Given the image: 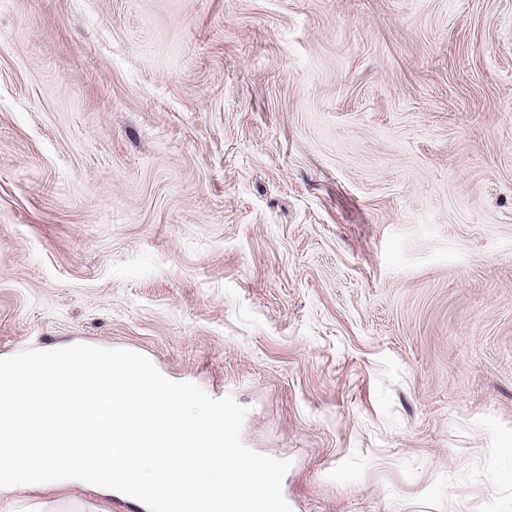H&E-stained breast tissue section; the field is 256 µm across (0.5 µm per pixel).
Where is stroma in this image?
Masks as SVG:
<instances>
[{"mask_svg":"<svg viewBox=\"0 0 512 512\" xmlns=\"http://www.w3.org/2000/svg\"><path fill=\"white\" fill-rule=\"evenodd\" d=\"M58 344L233 396L292 512H512V0H0V359Z\"/></svg>","mask_w":512,"mask_h":512,"instance_id":"1","label":"stroma"}]
</instances>
